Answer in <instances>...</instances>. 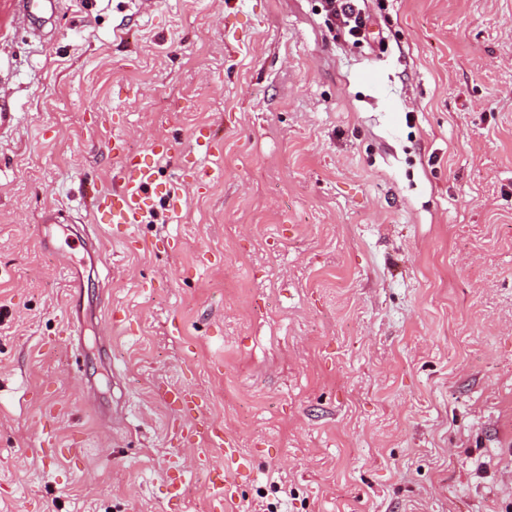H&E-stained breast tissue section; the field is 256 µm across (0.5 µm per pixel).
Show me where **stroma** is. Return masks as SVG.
Returning a JSON list of instances; mask_svg holds the SVG:
<instances>
[{"mask_svg": "<svg viewBox=\"0 0 512 512\" xmlns=\"http://www.w3.org/2000/svg\"><path fill=\"white\" fill-rule=\"evenodd\" d=\"M360 6L0 0V512H512V0ZM58 0H20L19 17L25 24L34 26L42 19V15L53 12ZM357 0H326L330 10L342 18L347 35L353 43H359L366 37L368 19L362 14ZM152 160L123 157L122 186L112 194L94 199L95 212L103 224H141L153 207L154 197L163 191L154 183Z\"/></svg>", "mask_w": 512, "mask_h": 512, "instance_id": "obj_1", "label": "stroma"}]
</instances>
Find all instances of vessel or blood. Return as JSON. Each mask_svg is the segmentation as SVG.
<instances>
[{
  "label": "vessel or blood",
  "mask_w": 512,
  "mask_h": 512,
  "mask_svg": "<svg viewBox=\"0 0 512 512\" xmlns=\"http://www.w3.org/2000/svg\"><path fill=\"white\" fill-rule=\"evenodd\" d=\"M57 0H19V17L23 23L33 25L43 14L52 11ZM122 186L108 195L96 197L94 209L103 223L130 225L142 223L150 212L159 187L154 182L152 161L126 157L121 166Z\"/></svg>",
  "instance_id": "vessel-or-blood-1"
}]
</instances>
